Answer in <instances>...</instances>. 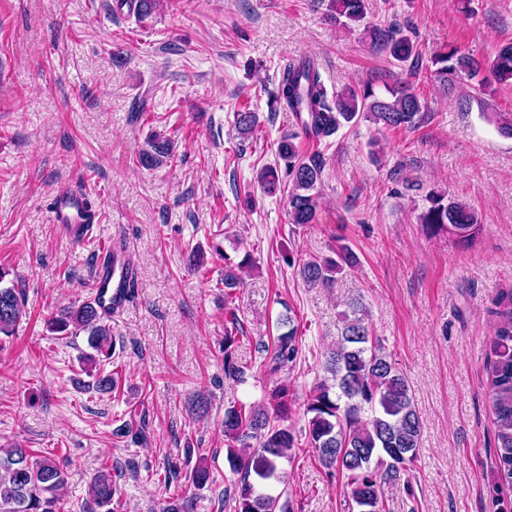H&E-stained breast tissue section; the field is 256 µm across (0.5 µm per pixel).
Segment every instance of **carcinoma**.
<instances>
[{
	"label": "carcinoma",
	"instance_id": "1",
	"mask_svg": "<svg viewBox=\"0 0 512 512\" xmlns=\"http://www.w3.org/2000/svg\"><path fill=\"white\" fill-rule=\"evenodd\" d=\"M368 0H329L330 17L345 27L358 25L366 18ZM371 47L399 63H415V41L394 25L364 26ZM432 70L435 79L448 83L450 75H464L472 80L482 69L488 70L477 86L474 99L481 115L488 117L485 97L495 84L512 85V44L501 47L486 64L473 54L454 46L435 56ZM389 96L376 94L365 84L329 93L314 60L301 58L288 65L278 84L274 102L292 111L301 134L320 144L335 135L340 127L366 119L385 130L416 129L425 115V104L409 86L388 89ZM236 127L243 135L253 133L256 113H235ZM291 133L278 143V156L285 161L289 177L288 217L292 224L315 221L325 167L323 156L316 151L300 154ZM174 147L170 139L153 135L138 151L141 166L154 169L168 162ZM263 191L275 195L282 191L278 167L261 170ZM428 206L419 216L420 224L430 235L440 232L473 235L478 228L474 211L458 202L448 201L441 193L425 196ZM357 262L346 246L338 259H303L288 257V265L297 268L310 285L327 283L343 266ZM8 271L0 268V342L13 336L14 326L22 314V293L3 285ZM498 312L493 340L495 359L488 371L489 397L496 423L498 474L502 483L512 486V294ZM111 315L91 301L59 309L47 324L59 336L87 334L92 352L82 356L84 372L93 378L91 387L100 394L113 392L118 373L93 370L104 360L112 359ZM298 327L274 339L269 357V372L296 365L302 353ZM238 330L224 329V376L234 382L245 380L246 366L237 356ZM325 371L334 384L317 383L305 404L308 416L306 435L320 465L346 478L350 512H387L384 486L396 485L416 459L421 424L413 404L411 388L404 373L391 356L384 352L360 318L348 319L334 348L326 356ZM273 410L257 405L231 402L224 408L222 422L226 459L233 479L224 489V503L233 504V512H286L281 501L286 484L283 461L290 459L295 448L292 430L281 424L288 415V386L272 390ZM258 444L253 446L250 440ZM196 490L211 481L206 458L199 457L188 476ZM68 484V472L54 457L35 456L21 446L0 448V512H61L62 494ZM90 512H122L120 494L112 483L110 471L103 468L93 477L89 490ZM197 495L169 501L163 512H195Z\"/></svg>",
	"mask_w": 512,
	"mask_h": 512
}]
</instances>
